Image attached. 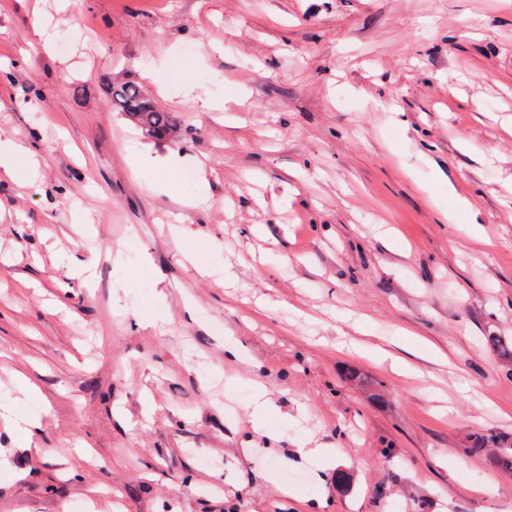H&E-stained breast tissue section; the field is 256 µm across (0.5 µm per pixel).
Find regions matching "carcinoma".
<instances>
[{
	"mask_svg": "<svg viewBox=\"0 0 512 512\" xmlns=\"http://www.w3.org/2000/svg\"><path fill=\"white\" fill-rule=\"evenodd\" d=\"M111 104L113 111L121 113L150 138L165 140L176 133V120L172 113L158 108L138 84H112ZM494 464L501 472L512 475V446L498 449L494 454Z\"/></svg>",
	"mask_w": 512,
	"mask_h": 512,
	"instance_id": "obj_1",
	"label": "carcinoma"
}]
</instances>
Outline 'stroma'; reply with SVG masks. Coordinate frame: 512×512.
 Segmentation results:
<instances>
[{
	"label": "stroma",
	"instance_id": "35a3bbf8",
	"mask_svg": "<svg viewBox=\"0 0 512 512\" xmlns=\"http://www.w3.org/2000/svg\"><path fill=\"white\" fill-rule=\"evenodd\" d=\"M0 134V512H512V0H0ZM110 101L114 112L121 113L150 138L166 140L176 133L172 113L158 108L139 84L113 83ZM20 158L26 160L29 174L34 178L37 162L31 158L27 149L21 143L12 139H0V166L8 170ZM0 417L9 421L14 430L20 435L22 441L30 445L33 441L40 438L42 435V424L38 416H26L16 414L9 409L1 406Z\"/></svg>",
	"mask_w": 512,
	"mask_h": 512
}]
</instances>
